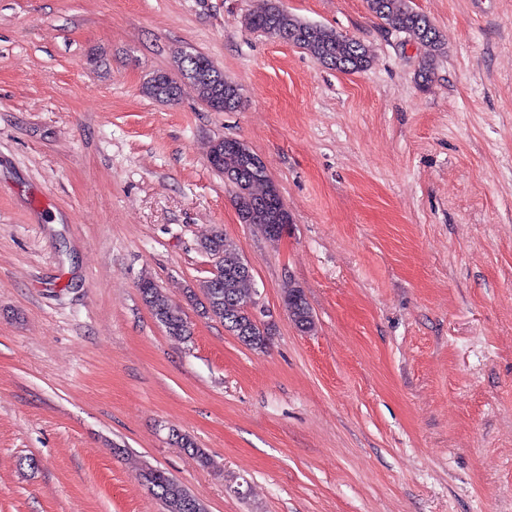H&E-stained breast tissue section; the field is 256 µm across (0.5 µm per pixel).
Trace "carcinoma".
Here are the masks:
<instances>
[{
  "label": "carcinoma",
  "instance_id": "carcinoma-1",
  "mask_svg": "<svg viewBox=\"0 0 512 512\" xmlns=\"http://www.w3.org/2000/svg\"><path fill=\"white\" fill-rule=\"evenodd\" d=\"M369 11L382 23L397 31L412 35L427 49V55L434 56L441 50L442 42L436 27L430 19L414 10L409 0H366ZM249 28L274 35L284 42L306 50L321 64L331 69L361 71L369 64L365 46L358 40L347 37L334 29L305 22L280 9L273 0L266 7L254 12L246 19ZM186 70V81L193 85L201 100L212 97L233 98V108L242 104L238 86L224 79V72L201 52L182 54L177 70ZM180 86L172 85L161 77L151 76L144 84L143 93L156 100L174 102L178 99ZM224 180L234 188L233 203L245 224H287L288 210L273 183L265 190H256V183L243 170L239 152L224 149ZM214 249L224 254V272L235 270L242 260L236 245L220 231L207 238ZM219 307L212 309L207 318L224 322L235 317L249 321L245 312L248 300L256 294L253 282L233 276L224 277L222 287L214 290ZM143 302L167 319L168 333L180 340L189 341L194 328L184 312L175 308L155 288H142ZM283 301L290 309L291 321L303 332H310L315 326L314 316L304 292L300 288L284 291ZM140 478L151 495L157 499L164 512H205L203 504L189 490L167 472L157 468H146Z\"/></svg>",
  "mask_w": 512,
  "mask_h": 512
}]
</instances>
